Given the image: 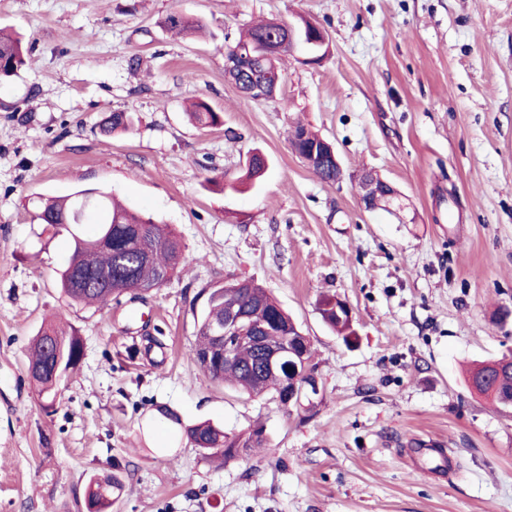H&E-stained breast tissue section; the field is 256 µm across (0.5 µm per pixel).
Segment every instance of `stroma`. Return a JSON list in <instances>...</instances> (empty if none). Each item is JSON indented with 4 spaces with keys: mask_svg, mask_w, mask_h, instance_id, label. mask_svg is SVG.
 <instances>
[{
    "mask_svg": "<svg viewBox=\"0 0 512 512\" xmlns=\"http://www.w3.org/2000/svg\"><path fill=\"white\" fill-rule=\"evenodd\" d=\"M173 11L211 35L180 39ZM262 19L317 23L321 63L287 57L276 99L224 78V51ZM0 28L32 50L0 83V512H79L90 480L118 476L109 512H512V412L466 369L512 351V0H0ZM223 123L187 118L196 100ZM135 116L106 136L109 112ZM302 122L342 167L321 181L288 141ZM256 185L220 189L252 150ZM373 173L398 192L366 209ZM96 187L166 224L179 277L145 299L68 305L57 279L72 234L38 218ZM266 288L310 337L311 417L210 380L189 355L206 289ZM334 295L358 336L322 319ZM66 311L84 344L47 403L27 369ZM183 423L229 435L263 424L265 450L218 464ZM162 26L169 32L189 38L202 32L206 27L201 18L182 12L167 14L162 21Z\"/></svg>",
    "mask_w": 512,
    "mask_h": 512,
    "instance_id": "stroma-1",
    "label": "stroma"
}]
</instances>
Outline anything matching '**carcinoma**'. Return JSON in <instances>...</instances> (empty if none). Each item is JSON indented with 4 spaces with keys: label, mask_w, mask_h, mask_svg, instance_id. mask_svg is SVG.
Returning a JSON list of instances; mask_svg holds the SVG:
<instances>
[{
    "label": "carcinoma",
    "mask_w": 512,
    "mask_h": 512,
    "mask_svg": "<svg viewBox=\"0 0 512 512\" xmlns=\"http://www.w3.org/2000/svg\"><path fill=\"white\" fill-rule=\"evenodd\" d=\"M162 26L182 37H193L205 29L204 21L182 12L167 14ZM287 25L275 21L248 26L240 31L233 47L241 51L236 66L224 68V77L233 83L248 98L255 84L251 75H261L265 65L262 55L251 51L252 44L262 34L273 30L286 31ZM28 50L19 37L0 35V81L15 75L26 63ZM193 123L201 128H209L221 123L220 113L205 101H197L190 112ZM133 126L130 112H114L103 125L107 134L127 132ZM294 152L309 158L310 149L317 147L328 150L322 138L302 125L295 126L290 136ZM268 159L265 154L256 155L246 166L241 176L243 182H253L265 174ZM90 197L99 205L98 224L112 225V244L99 245V237L91 239L74 236L71 239V253L66 263L58 270L60 288L70 303L101 309L116 301L126 293L139 297L149 287L155 285L160 276H174L181 261L182 245L177 236L157 223L152 217L142 215L121 206L112 195L98 189L76 192L70 198L54 199L46 202L39 219L45 224H71L74 222L79 197ZM237 307L256 324L266 327L264 339L269 344H278L288 339V344L304 355L307 363H312V348L307 337L300 335L296 322L270 296L266 289L252 280H234L222 286L209 289L207 303L197 321L195 342L190 355L197 358L202 349L211 352L212 362L201 370L212 380L227 383L239 388L250 397L272 396L278 400L286 390L280 373L266 369L263 350L258 345L239 347L232 361L224 360V348L208 334L209 326L224 320V314L231 307ZM320 313L326 324L344 335V340L355 334L347 313L340 307L336 297L326 296L321 300ZM59 322L43 326L30 350L27 371L36 382L39 393L51 394L60 378L55 372L57 358L64 359L63 371L77 368L82 356L79 337L65 336L60 323L66 320V313L58 316ZM482 378L476 392L492 399L501 411L512 409V354L490 360L475 369L470 381ZM162 417L183 430V436L206 457L223 461L249 459L253 449L263 447L267 439L261 429H253L245 435L229 437L224 430L210 422L190 426L183 425L181 418L167 408L159 409ZM114 477L96 478L89 483L84 507L88 512H107L112 506Z\"/></svg>",
    "instance_id": "obj_1"
}]
</instances>
